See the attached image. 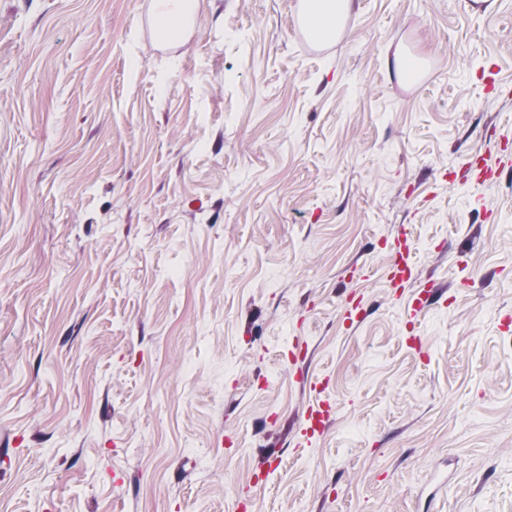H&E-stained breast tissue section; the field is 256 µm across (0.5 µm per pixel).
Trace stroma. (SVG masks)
I'll list each match as a JSON object with an SVG mask.
<instances>
[{
	"label": "stroma",
	"instance_id": "1",
	"mask_svg": "<svg viewBox=\"0 0 512 512\" xmlns=\"http://www.w3.org/2000/svg\"><path fill=\"white\" fill-rule=\"evenodd\" d=\"M300 10L0 0V512H512V0ZM157 31L161 38L178 41L184 32V17L187 11L195 12L197 0H155ZM305 27L318 38L336 35L341 21L351 12L353 0H303ZM409 238L410 228L404 225L395 240L397 257L386 270V277L395 288H406L417 278L415 266L409 261ZM333 406L322 399H318L316 404L308 405L304 409V419L307 428L306 434L310 437L322 435L327 423L329 422Z\"/></svg>",
	"mask_w": 512,
	"mask_h": 512
}]
</instances>
